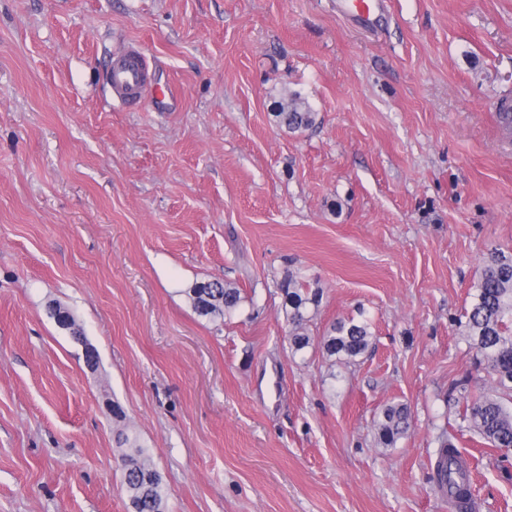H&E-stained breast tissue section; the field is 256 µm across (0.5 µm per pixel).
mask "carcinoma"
Here are the masks:
<instances>
[{"mask_svg":"<svg viewBox=\"0 0 512 512\" xmlns=\"http://www.w3.org/2000/svg\"><path fill=\"white\" fill-rule=\"evenodd\" d=\"M288 131L308 129L316 122V113L296 95L281 102L276 113ZM288 304V343L292 351L308 347V307H318L320 288L312 286L297 271H290L280 284ZM195 311L212 319L232 316L241 306L239 288L230 283L201 282L190 289ZM47 313L58 327L73 334H83L71 310L57 304ZM464 328L473 348L481 354L487 374L501 394L482 395L466 402L465 418L492 447L512 450V253L494 249L487 254L474 286L473 301L465 312ZM372 336L368 321L351 318L334 321L319 338L317 345L328 357L353 360L363 355ZM410 411L404 403L386 406L377 421L380 443L393 448L409 428ZM115 441L125 449L118 458L123 472V491L128 512H166V492L160 473L137 438L125 429L117 431ZM440 473L446 478L448 499L458 502V512H472L474 507L470 475L450 440L439 448Z\"/></svg>","mask_w":512,"mask_h":512,"instance_id":"1","label":"carcinoma"}]
</instances>
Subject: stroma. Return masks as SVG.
I'll return each instance as SVG.
<instances>
[{
	"mask_svg": "<svg viewBox=\"0 0 512 512\" xmlns=\"http://www.w3.org/2000/svg\"><path fill=\"white\" fill-rule=\"evenodd\" d=\"M131 49L172 103L118 100ZM289 92L312 128L278 125ZM504 100L512 0H389L376 32L338 0H0V512H127L120 426L166 512H448L442 435L474 512H512V455L463 417L495 387L459 324L512 252ZM290 271L322 291L311 336L370 320L364 355L291 354ZM209 281L240 288L231 319L194 310ZM47 313L61 329L69 330L73 334L83 335L82 328L71 310L57 304L50 305L49 310L47 306ZM410 411L404 403H392L386 406L377 421V434L380 443L393 448L402 439L409 428ZM440 460L438 467L440 473L446 478L448 494L444 487L438 488L439 482H436V488L442 498H448V502L454 499L458 502V512H472L474 507L472 484L470 481L469 471L463 460L458 454L452 442L448 439L441 443L439 448ZM440 474V475H441Z\"/></svg>",
	"mask_w": 512,
	"mask_h": 512,
	"instance_id": "stroma-1",
	"label": "stroma"
}]
</instances>
